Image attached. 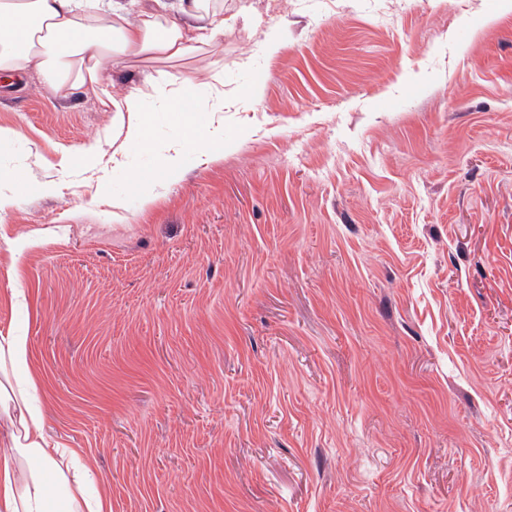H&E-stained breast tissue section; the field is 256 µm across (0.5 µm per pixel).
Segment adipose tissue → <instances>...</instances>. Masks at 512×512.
<instances>
[{
    "instance_id": "1",
    "label": "adipose tissue",
    "mask_w": 512,
    "mask_h": 512,
    "mask_svg": "<svg viewBox=\"0 0 512 512\" xmlns=\"http://www.w3.org/2000/svg\"><path fill=\"white\" fill-rule=\"evenodd\" d=\"M182 12L183 19L164 21L146 9L131 17L116 0H105L95 16L86 13L84 0H0V71L33 62L55 92L98 93L112 114L120 154L151 148L140 101L152 93L185 116L186 140L211 157L218 129L197 115L187 87L108 90L109 69L119 58L178 60L224 31L223 13L207 10L203 0H187ZM37 393L27 338L0 332V512H112L106 489L93 488L94 475L79 452L47 436Z\"/></svg>"
}]
</instances>
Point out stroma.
I'll use <instances>...</instances> for the list:
<instances>
[{"label": "stroma", "mask_w": 512, "mask_h": 512, "mask_svg": "<svg viewBox=\"0 0 512 512\" xmlns=\"http://www.w3.org/2000/svg\"><path fill=\"white\" fill-rule=\"evenodd\" d=\"M208 3L211 45L111 73L224 100L152 203L163 101L116 165L94 96L0 80V329L47 432L112 512H512V0Z\"/></svg>", "instance_id": "35a3bbf8"}]
</instances>
